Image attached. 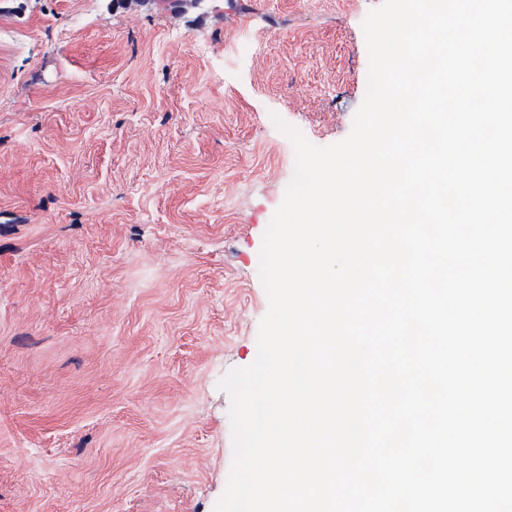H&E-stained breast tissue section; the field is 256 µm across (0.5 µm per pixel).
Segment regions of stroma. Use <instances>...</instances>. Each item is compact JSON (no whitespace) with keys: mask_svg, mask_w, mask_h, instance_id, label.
I'll list each match as a JSON object with an SVG mask.
<instances>
[{"mask_svg":"<svg viewBox=\"0 0 512 512\" xmlns=\"http://www.w3.org/2000/svg\"><path fill=\"white\" fill-rule=\"evenodd\" d=\"M382 0H0V512H214L263 233Z\"/></svg>","mask_w":512,"mask_h":512,"instance_id":"stroma-1","label":"stroma"}]
</instances>
